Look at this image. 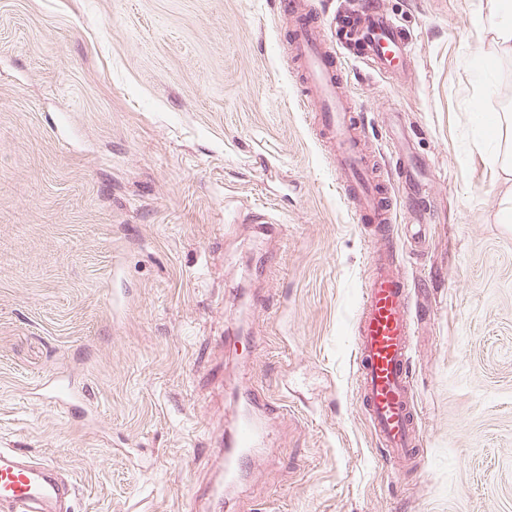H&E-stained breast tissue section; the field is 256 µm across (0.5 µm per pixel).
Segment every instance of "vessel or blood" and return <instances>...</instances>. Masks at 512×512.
Instances as JSON below:
<instances>
[{
  "instance_id": "obj_1",
  "label": "vessel or blood",
  "mask_w": 512,
  "mask_h": 512,
  "mask_svg": "<svg viewBox=\"0 0 512 512\" xmlns=\"http://www.w3.org/2000/svg\"><path fill=\"white\" fill-rule=\"evenodd\" d=\"M279 10L293 19L288 45L304 90L299 102L313 116L316 139L336 172L342 198L357 221L367 225L374 241L355 322L354 387L377 450L390 471L397 473L422 452L413 341L415 326L425 312L415 305L411 282L397 270L398 243L392 229L397 206L381 170L393 171L397 181L413 187L410 212L416 231L410 243L414 249H423L427 243L423 230L430 210L421 189L414 186L411 151L389 153L382 161L369 151L364 123L348 92L346 68L309 0H279ZM346 35L370 70L409 79L408 40L384 7L372 5ZM32 393L84 417L98 414L86 401L81 383L72 378L36 384ZM247 399L250 406L269 414L285 409L282 400L255 388L248 389ZM262 439V432L249 419L242 420L233 434L219 438L226 477L202 489V496L221 506L225 481L249 467ZM74 498V485L57 463L0 448V512H70Z\"/></svg>"
}]
</instances>
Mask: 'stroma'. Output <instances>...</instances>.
<instances>
[{
    "instance_id": "1",
    "label": "stroma",
    "mask_w": 512,
    "mask_h": 512,
    "mask_svg": "<svg viewBox=\"0 0 512 512\" xmlns=\"http://www.w3.org/2000/svg\"><path fill=\"white\" fill-rule=\"evenodd\" d=\"M478 2L384 0L411 85L349 64L375 147L401 118L433 206L428 249L398 258L429 316L424 454L394 475L353 391L373 243L274 0H0V448L62 466L74 512H210L192 494L251 382L290 409L256 413L266 443L229 512H512V180L477 125L512 103V64L475 81ZM73 371L96 424L28 397Z\"/></svg>"
}]
</instances>
